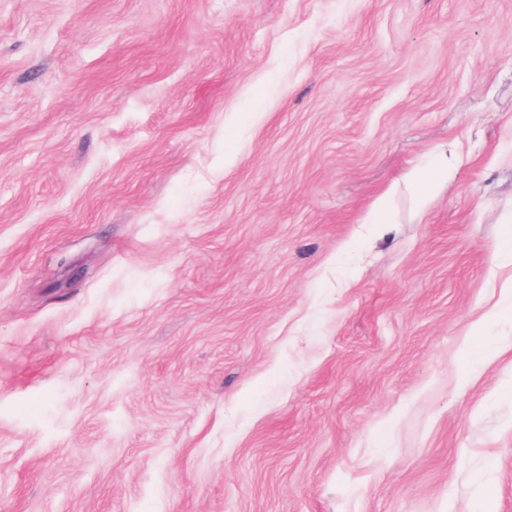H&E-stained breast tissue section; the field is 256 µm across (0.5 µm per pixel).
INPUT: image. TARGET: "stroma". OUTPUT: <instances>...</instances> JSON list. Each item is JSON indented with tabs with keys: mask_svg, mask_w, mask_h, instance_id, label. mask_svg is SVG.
<instances>
[{
	"mask_svg": "<svg viewBox=\"0 0 512 512\" xmlns=\"http://www.w3.org/2000/svg\"><path fill=\"white\" fill-rule=\"evenodd\" d=\"M0 512H512V0H0ZM412 180L416 186L428 192L438 185L448 183V145L438 146L427 168L415 171Z\"/></svg>",
	"mask_w": 512,
	"mask_h": 512,
	"instance_id": "stroma-1",
	"label": "stroma"
}]
</instances>
